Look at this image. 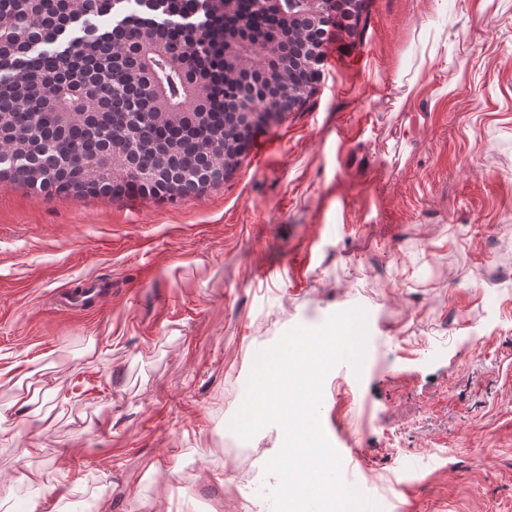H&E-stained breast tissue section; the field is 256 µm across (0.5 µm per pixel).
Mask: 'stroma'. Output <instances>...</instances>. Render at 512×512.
I'll use <instances>...</instances> for the list:
<instances>
[{"label": "stroma", "instance_id": "stroma-1", "mask_svg": "<svg viewBox=\"0 0 512 512\" xmlns=\"http://www.w3.org/2000/svg\"><path fill=\"white\" fill-rule=\"evenodd\" d=\"M308 99L176 203L0 181V512H273L224 475L258 351L367 315L320 410L382 512H512V0H361ZM88 280L96 309L61 311ZM36 408L13 405L18 387Z\"/></svg>", "mask_w": 512, "mask_h": 512}]
</instances>
